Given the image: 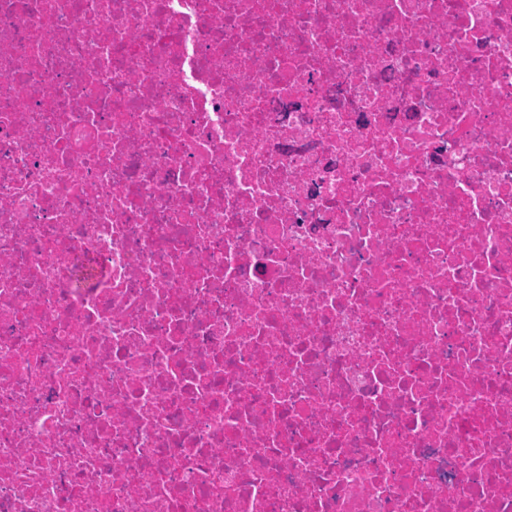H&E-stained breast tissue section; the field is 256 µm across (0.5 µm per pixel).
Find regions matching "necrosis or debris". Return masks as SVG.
Instances as JSON below:
<instances>
[{
    "instance_id": "4bbe7bcc",
    "label": "necrosis or debris",
    "mask_w": 512,
    "mask_h": 512,
    "mask_svg": "<svg viewBox=\"0 0 512 512\" xmlns=\"http://www.w3.org/2000/svg\"><path fill=\"white\" fill-rule=\"evenodd\" d=\"M0 512H512V0H0Z\"/></svg>"
}]
</instances>
